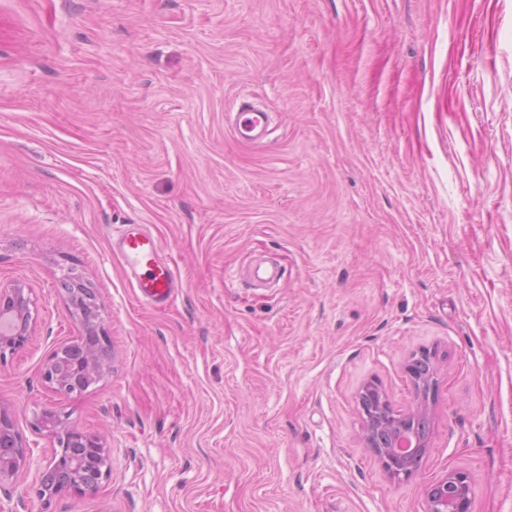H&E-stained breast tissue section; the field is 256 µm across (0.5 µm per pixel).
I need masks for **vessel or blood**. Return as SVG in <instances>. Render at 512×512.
Wrapping results in <instances>:
<instances>
[{"instance_id": "obj_1", "label": "vessel or blood", "mask_w": 512, "mask_h": 512, "mask_svg": "<svg viewBox=\"0 0 512 512\" xmlns=\"http://www.w3.org/2000/svg\"><path fill=\"white\" fill-rule=\"evenodd\" d=\"M269 126V113L245 104L236 115L233 129L240 140L255 144L266 138ZM118 249L144 302L156 306L172 299L176 288L175 273L162 261L160 244L151 233L138 225H128L118 240Z\"/></svg>"}]
</instances>
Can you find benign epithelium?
<instances>
[{
  "mask_svg": "<svg viewBox=\"0 0 512 512\" xmlns=\"http://www.w3.org/2000/svg\"><path fill=\"white\" fill-rule=\"evenodd\" d=\"M69 305L79 315L81 332L74 340L58 345L48 356L43 378L58 393L81 395L112 368L100 304L84 306L80 296L64 289ZM37 305L33 289L21 281L0 284V357L23 348L33 334ZM427 353L412 355L405 365L417 394L415 407L402 412L392 404L383 388L369 380L357 399L363 413V438L393 479L409 478L427 455L428 433L420 431L430 414V396L436 386V371L424 374L418 362ZM36 426L51 437L56 450L51 457L35 458L25 451L13 413L0 406V482L31 472L38 478V496L71 493L82 496L97 491L112 475L111 452L99 437L69 422L60 408L44 407L36 415ZM428 512H470L471 483L462 470L452 469L423 489Z\"/></svg>",
  "mask_w": 512,
  "mask_h": 512,
  "instance_id": "obj_1",
  "label": "benign epithelium"
}]
</instances>
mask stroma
Segmentation results:
<instances>
[{"label":"stroma","instance_id":"1","mask_svg":"<svg viewBox=\"0 0 512 512\" xmlns=\"http://www.w3.org/2000/svg\"><path fill=\"white\" fill-rule=\"evenodd\" d=\"M251 99L264 143L233 133ZM139 224L180 286L138 299ZM105 307L111 370L42 378L78 336L63 266ZM29 344L0 362L27 451L58 405L112 454L84 496L0 485V512H427L471 481L512 512V0H0V281ZM437 383L419 472L390 480L357 396ZM5 313V315H4ZM37 305L33 289L21 281L0 283V357L23 348L33 334ZM6 318L9 325L2 320ZM2 321V323H1ZM428 512H469L471 483L465 471L452 469L423 489Z\"/></svg>","mask_w":512,"mask_h":512}]
</instances>
